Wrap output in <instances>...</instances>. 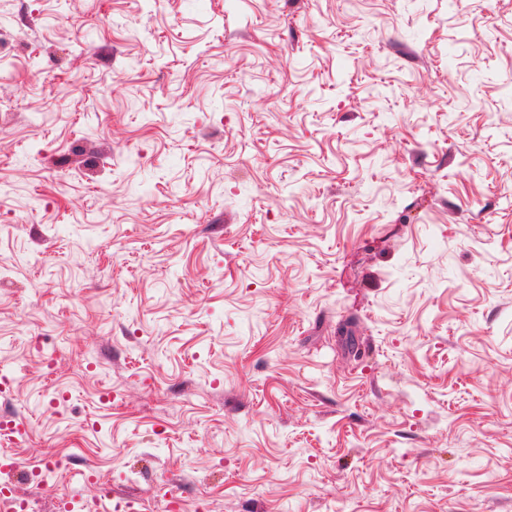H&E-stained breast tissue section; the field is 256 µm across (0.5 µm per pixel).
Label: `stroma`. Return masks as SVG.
Segmentation results:
<instances>
[{
    "mask_svg": "<svg viewBox=\"0 0 512 512\" xmlns=\"http://www.w3.org/2000/svg\"><path fill=\"white\" fill-rule=\"evenodd\" d=\"M2 415L33 512H512V0H0Z\"/></svg>",
    "mask_w": 512,
    "mask_h": 512,
    "instance_id": "35a3bbf8",
    "label": "stroma"
}]
</instances>
